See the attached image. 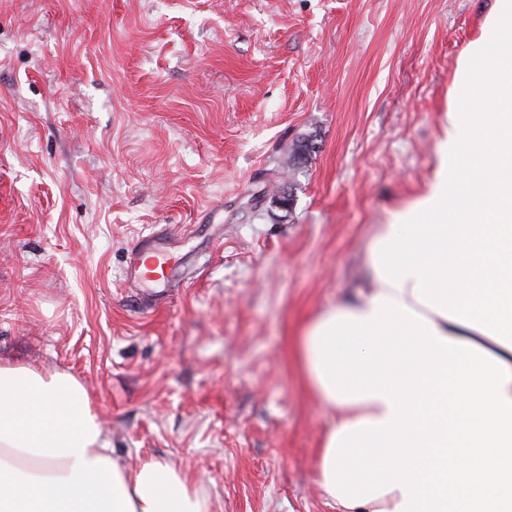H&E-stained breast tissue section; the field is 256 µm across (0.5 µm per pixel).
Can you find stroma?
<instances>
[{
  "instance_id": "1",
  "label": "stroma",
  "mask_w": 512,
  "mask_h": 512,
  "mask_svg": "<svg viewBox=\"0 0 512 512\" xmlns=\"http://www.w3.org/2000/svg\"><path fill=\"white\" fill-rule=\"evenodd\" d=\"M495 2L0 0V360L74 375L112 456L211 512H331L292 340L425 193L448 109L482 112L454 87ZM161 229L182 274L131 286ZM166 236L156 233L143 237L134 244L129 254L127 272L131 277V284H136L143 276V268L150 254L164 255Z\"/></svg>"
}]
</instances>
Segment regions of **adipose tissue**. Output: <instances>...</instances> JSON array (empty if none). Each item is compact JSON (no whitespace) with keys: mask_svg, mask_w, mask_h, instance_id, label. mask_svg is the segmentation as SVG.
Wrapping results in <instances>:
<instances>
[{"mask_svg":"<svg viewBox=\"0 0 512 512\" xmlns=\"http://www.w3.org/2000/svg\"><path fill=\"white\" fill-rule=\"evenodd\" d=\"M484 119L448 111L427 193L370 244L367 286L293 342L338 420L317 481L333 512H512V0ZM0 512H210L170 464L130 470L73 375L0 362Z\"/></svg>","mask_w":512,"mask_h":512,"instance_id":"obj_1","label":"adipose tissue"}]
</instances>
